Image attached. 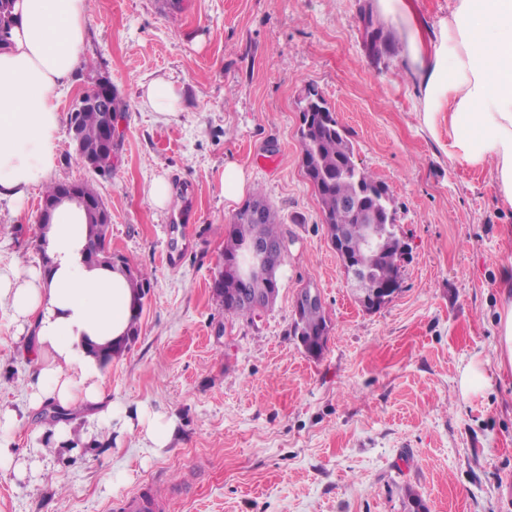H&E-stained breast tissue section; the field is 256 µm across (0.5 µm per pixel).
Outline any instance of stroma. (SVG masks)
I'll return each mask as SVG.
<instances>
[{"instance_id":"stroma-1","label":"stroma","mask_w":512,"mask_h":512,"mask_svg":"<svg viewBox=\"0 0 512 512\" xmlns=\"http://www.w3.org/2000/svg\"><path fill=\"white\" fill-rule=\"evenodd\" d=\"M373 0H88L85 48L60 98L108 77L124 106L121 165L90 174L62 135L57 182L88 183L112 213V250L148 274L139 338L113 358L103 387L115 409L174 415L159 449L128 432L95 446L44 443L34 416L18 455L44 462L41 480L0 472V512H126L135 492L159 512H512V373L462 397L471 359L494 360L498 276L512 266V225L488 171L449 158L448 117L421 129L404 43ZM385 44H366L365 15ZM162 77L185 109L140 105ZM315 89L352 142L356 163L383 182L407 251L400 292L368 313L355 302L301 165L299 101ZM262 191L292 245L279 295L260 320H228L212 281L224 228V165ZM164 176L173 199L144 188ZM43 200L0 203V262L41 265L31 231ZM316 289L331 331L309 357L292 334L293 302ZM223 324L224 335L213 329ZM32 369L0 307V402L21 403Z\"/></svg>"}]
</instances>
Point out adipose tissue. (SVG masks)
I'll list each match as a JSON object with an SVG mask.
<instances>
[{
    "mask_svg": "<svg viewBox=\"0 0 512 512\" xmlns=\"http://www.w3.org/2000/svg\"><path fill=\"white\" fill-rule=\"evenodd\" d=\"M375 9L405 40L423 126L434 129L447 112L450 158L488 169L501 202L512 207V0H448V18L434 31L413 0H375ZM15 12L18 22L0 49V201L19 211L57 167L58 92L80 61L88 2L17 0ZM33 231L49 267H0V305L9 307L34 360L24 405L0 404V468L20 480L42 475L39 461L17 458L11 433L48 403L167 447L175 420L144 405L116 412L94 353L127 335L137 296L126 277L86 262L88 219L76 202L62 201L51 222ZM500 288L496 367L503 370L512 368V270H503Z\"/></svg>",
    "mask_w": 512,
    "mask_h": 512,
    "instance_id": "adipose-tissue-1",
    "label": "adipose tissue"
}]
</instances>
